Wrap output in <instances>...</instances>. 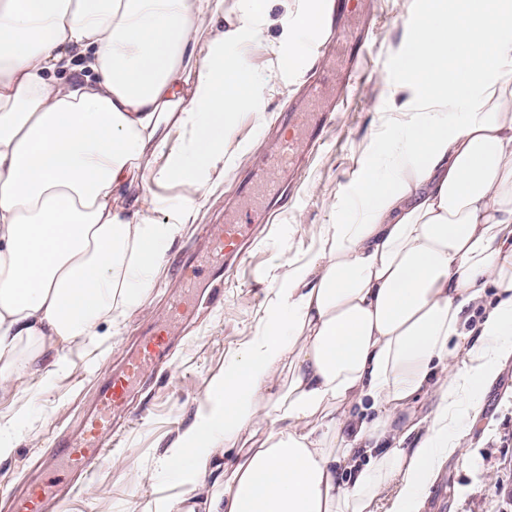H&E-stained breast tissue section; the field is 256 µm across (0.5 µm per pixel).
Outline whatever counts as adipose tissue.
<instances>
[{"label":"adipose tissue","mask_w":512,"mask_h":512,"mask_svg":"<svg viewBox=\"0 0 512 512\" xmlns=\"http://www.w3.org/2000/svg\"><path fill=\"white\" fill-rule=\"evenodd\" d=\"M0 0V397L143 304L198 201L224 180L247 59L274 4ZM281 29L289 59L323 0ZM420 89L385 177L281 280L262 333L167 450L190 486L163 512H418L512 356V0H425L398 58ZM173 182L189 194H157ZM415 447L391 433L427 393ZM434 398L431 394L412 402L406 409L398 412L391 422V428L399 434L413 422L424 418L433 407Z\"/></svg>","instance_id":"ef3b65f1"}]
</instances>
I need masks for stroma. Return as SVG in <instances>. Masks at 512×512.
Segmentation results:
<instances>
[{
	"label": "stroma",
	"instance_id": "obj_1",
	"mask_svg": "<svg viewBox=\"0 0 512 512\" xmlns=\"http://www.w3.org/2000/svg\"><path fill=\"white\" fill-rule=\"evenodd\" d=\"M362 3L361 12L349 15L347 25L355 35H374L364 65L367 78L328 133L326 145L310 157L301 181L282 174L286 188L267 198V219L255 223V240L234 279L225 284L223 304L173 328L172 369L152 372L137 385L109 459L96 465L93 478L78 494L47 502L44 512H156L179 494V486L169 482L162 468V457L206 414V392L213 380L261 332L277 277L315 257L325 244L328 225L354 218L352 204L366 172L386 174L380 149L394 133V104L408 95L398 56L423 0ZM287 55V47L266 44L254 47L249 55L250 64L267 79L259 109L239 115L240 148L223 182L206 194L194 223L185 225L166 252L143 305L129 311L117 334L98 348L68 351V370L45 388L24 395L26 430L12 438L11 458L0 462V512H11L12 499L39 478L40 463L50 457L60 438L78 435L84 416L96 403L99 383L121 370L150 326L166 318L179 263L189 256L202 262L208 253L205 227L223 223L226 215L243 214V187L254 181L260 160L274 151L289 113L322 110V103L303 93L307 78L323 71L328 101L343 93L325 56L307 50L297 69L291 70L283 63ZM422 512H512V362L486 388L481 415L463 448L448 459L427 489Z\"/></svg>",
	"mask_w": 512,
	"mask_h": 512
}]
</instances>
